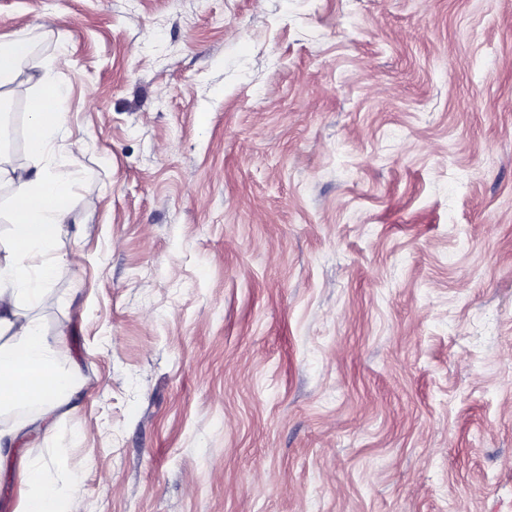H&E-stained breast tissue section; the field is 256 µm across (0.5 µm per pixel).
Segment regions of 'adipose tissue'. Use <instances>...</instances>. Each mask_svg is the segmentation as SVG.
<instances>
[{
    "mask_svg": "<svg viewBox=\"0 0 512 512\" xmlns=\"http://www.w3.org/2000/svg\"><path fill=\"white\" fill-rule=\"evenodd\" d=\"M29 52L27 34L0 40V98L23 76V61ZM66 97V88L52 82L49 75L38 78L28 99L27 139L34 161L0 165V183L13 188L12 257L0 264V408L21 402L42 405L39 429L46 435L54 428V412L68 404L81 379L79 367L63 369L57 363L65 334L47 336L40 322L25 311L42 299L63 267L80 262L79 253L56 251L68 227L71 180L48 161L66 125L67 115L60 108ZM23 482L27 489L23 512H82L80 500L61 503L45 479L43 466H27Z\"/></svg>",
    "mask_w": 512,
    "mask_h": 512,
    "instance_id": "1",
    "label": "adipose tissue"
}]
</instances>
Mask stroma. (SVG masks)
I'll return each mask as SVG.
<instances>
[{
    "label": "stroma",
    "instance_id": "obj_1",
    "mask_svg": "<svg viewBox=\"0 0 512 512\" xmlns=\"http://www.w3.org/2000/svg\"><path fill=\"white\" fill-rule=\"evenodd\" d=\"M25 28L88 142L32 310L83 382L0 512L33 461L86 512H512V0H0Z\"/></svg>",
    "mask_w": 512,
    "mask_h": 512
}]
</instances>
